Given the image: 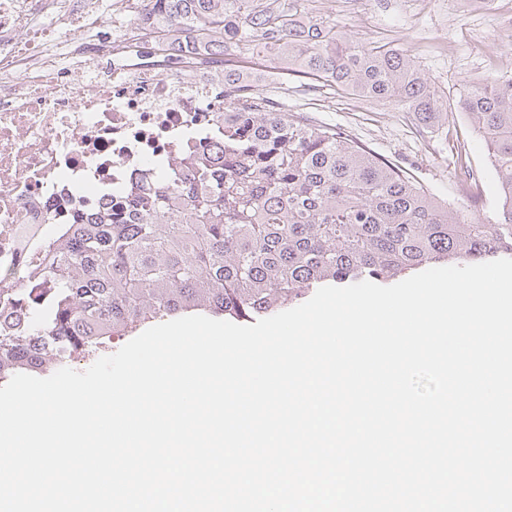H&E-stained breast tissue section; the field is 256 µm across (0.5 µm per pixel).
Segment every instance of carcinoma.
Segmentation results:
<instances>
[{"instance_id": "1", "label": "carcinoma", "mask_w": 512, "mask_h": 512, "mask_svg": "<svg viewBox=\"0 0 512 512\" xmlns=\"http://www.w3.org/2000/svg\"><path fill=\"white\" fill-rule=\"evenodd\" d=\"M147 2L141 29L168 46L223 58L258 42L288 69L397 102L425 127L448 122L409 55L354 43L276 0ZM458 106L497 176L489 220L434 198L344 129L273 109L249 72L224 65L223 160L197 150L153 189L63 225L25 282L0 288V383L95 359L170 316L253 322L325 285L512 254V76L466 81Z\"/></svg>"}]
</instances>
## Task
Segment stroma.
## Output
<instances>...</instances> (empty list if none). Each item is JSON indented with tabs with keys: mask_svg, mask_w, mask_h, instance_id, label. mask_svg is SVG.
Returning a JSON list of instances; mask_svg holds the SVG:
<instances>
[{
	"mask_svg": "<svg viewBox=\"0 0 512 512\" xmlns=\"http://www.w3.org/2000/svg\"><path fill=\"white\" fill-rule=\"evenodd\" d=\"M305 13L335 25L355 42L384 40L414 57L444 93L447 125L424 128L400 106L337 93L323 82L271 63L250 45L241 50L238 60L258 67L257 85L263 95L273 99L280 111L344 128L435 198L463 207L470 200L461 189L458 152L467 150L472 170L481 175L483 211L493 213L498 203L496 175L457 100L470 78L512 75V40L499 36L502 15L466 11L462 0H360L353 11L344 10L340 0H309Z\"/></svg>",
	"mask_w": 512,
	"mask_h": 512,
	"instance_id": "stroma-1",
	"label": "stroma"
}]
</instances>
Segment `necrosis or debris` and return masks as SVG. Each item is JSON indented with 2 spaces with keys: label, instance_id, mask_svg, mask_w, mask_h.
<instances>
[{
  "label": "necrosis or debris",
  "instance_id": "obj_1",
  "mask_svg": "<svg viewBox=\"0 0 512 512\" xmlns=\"http://www.w3.org/2000/svg\"><path fill=\"white\" fill-rule=\"evenodd\" d=\"M143 0H0V286L76 214L220 149L221 59L142 36Z\"/></svg>",
  "mask_w": 512,
  "mask_h": 512
}]
</instances>
